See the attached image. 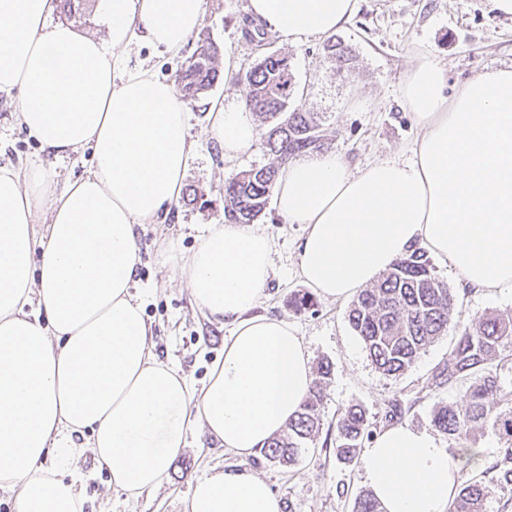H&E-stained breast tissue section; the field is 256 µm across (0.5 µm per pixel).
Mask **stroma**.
Instances as JSON below:
<instances>
[{
    "instance_id": "stroma-1",
    "label": "stroma",
    "mask_w": 512,
    "mask_h": 512,
    "mask_svg": "<svg viewBox=\"0 0 512 512\" xmlns=\"http://www.w3.org/2000/svg\"><path fill=\"white\" fill-rule=\"evenodd\" d=\"M247 0H204L202 24L182 50L166 53L147 44L125 53L128 68L146 67L173 81L207 37L222 54L234 57L249 70L269 52L286 56L296 85L293 106L317 114L322 152L341 154L353 166L374 161L410 159V148L420 130L403 107L401 87L414 55L433 56L443 68L448 87H455L492 67L512 65V17L494 12L489 0H359L358 10L337 32L351 50L352 59L337 67L323 51L324 41L309 38L291 44L272 33L249 37L243 24ZM245 88L216 84L198 100L186 102L188 137L194 149L185 176L186 188L196 190L193 204L177 202L159 224L135 227L140 262L132 293L140 299L158 359L178 364L195 383L203 384L209 367L224 351L225 331L205 316L179 280L183 258L197 247L208 225L224 221V183L242 171L270 164L271 155L255 147L235 163H225L219 147L208 136V105L243 103ZM37 166L49 181L83 177L92 165L85 150L59 159L19 124L15 98L0 94V166ZM272 243V277L256 308L258 314L287 320L302 336L311 363L329 362L322 425L318 436L290 466L242 458L219 448L201 433L170 464L161 487L131 495L110 486L108 476L91 452H83L73 467L84 498L83 512H183L191 481L210 470L248 468L267 480L281 498L283 512H353L354 500L365 493L359 464H344L334 451L336 418L349 403H361L378 428L389 425L390 405L400 401L403 422L431 429L435 401L465 402L462 386L435 387L432 377L445 367L459 324L496 311H512V289L476 293L464 287L460 275L447 263L434 260L436 275L456 294L448 333L427 345L403 376L380 373L372 364L361 338L348 322L349 300L316 298L313 307L295 310L289 300L308 290L298 273L297 253L303 234L288 223L274 204L254 222Z\"/></svg>"
}]
</instances>
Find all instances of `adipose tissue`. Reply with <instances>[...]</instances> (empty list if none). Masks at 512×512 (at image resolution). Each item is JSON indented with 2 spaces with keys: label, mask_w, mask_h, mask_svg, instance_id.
I'll use <instances>...</instances> for the list:
<instances>
[{
  "label": "adipose tissue",
  "mask_w": 512,
  "mask_h": 512,
  "mask_svg": "<svg viewBox=\"0 0 512 512\" xmlns=\"http://www.w3.org/2000/svg\"><path fill=\"white\" fill-rule=\"evenodd\" d=\"M108 37L48 22L54 0H0V93H18L20 124L62 156L94 164L55 188L42 170L0 167V490L15 512H82L65 479L89 448L113 487L158 488L201 430L241 456L284 432L312 384L309 353L287 321L256 314L272 276L271 243L245 224H215L179 273L198 309L224 322V356L202 386L158 362L131 282L137 224L178 199L191 156L173 83L128 71L145 42L179 50L204 0H101ZM358 0H249L247 19L295 43L339 31ZM402 102L421 135L407 161L358 169L333 153L292 159L273 187L304 227L298 272L328 299L365 288L415 244L476 291L512 288V68L448 88L434 57L415 56ZM212 136L232 161L257 141L242 107L214 103ZM49 203L44 235L37 201ZM85 445H78V438ZM55 470L42 469L46 455ZM463 461L436 436L388 426L361 457L385 512H450ZM184 512H282L249 469L194 478Z\"/></svg>",
  "instance_id": "obj_1"
}]
</instances>
